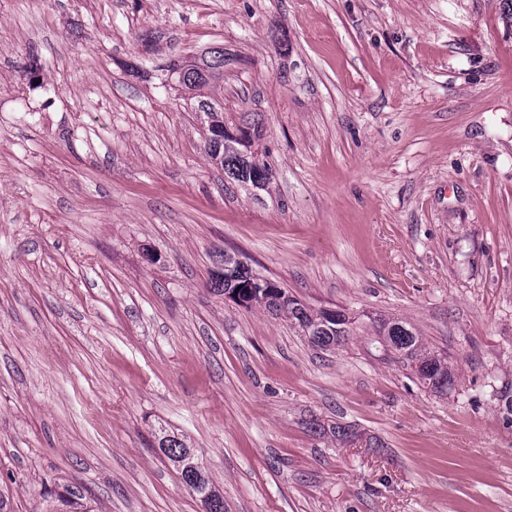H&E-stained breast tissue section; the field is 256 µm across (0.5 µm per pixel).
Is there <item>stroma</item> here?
I'll use <instances>...</instances> for the list:
<instances>
[{
	"label": "stroma",
	"mask_w": 512,
	"mask_h": 512,
	"mask_svg": "<svg viewBox=\"0 0 512 512\" xmlns=\"http://www.w3.org/2000/svg\"><path fill=\"white\" fill-rule=\"evenodd\" d=\"M224 49L264 188L164 66ZM137 64V72L127 64ZM227 252L339 346L214 293ZM447 356L430 391L380 343ZM512 0H0V492L11 512H512ZM352 426L336 440V424ZM378 336H382L387 350L395 354L416 378L432 392H447L454 383V374L448 358L425 343L423 336L402 320L382 321ZM159 447L168 460L170 466L176 472L180 480L195 494L200 495L203 491L208 492L212 501L215 502L217 511L224 512V495L216 487L206 472L203 484H199L195 465L199 463L198 455L194 448H191L187 440L173 435H164L159 439ZM203 512L214 510L213 502L206 494L200 496Z\"/></svg>",
	"instance_id": "stroma-1"
}]
</instances>
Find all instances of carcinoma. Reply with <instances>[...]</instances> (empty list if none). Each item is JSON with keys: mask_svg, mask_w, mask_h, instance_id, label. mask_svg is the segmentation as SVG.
<instances>
[{"mask_svg": "<svg viewBox=\"0 0 512 512\" xmlns=\"http://www.w3.org/2000/svg\"><path fill=\"white\" fill-rule=\"evenodd\" d=\"M223 75L224 49L221 47L212 48L168 69V78L175 83L177 90L188 92L196 99L208 132L206 154L224 171V180L262 188L269 180V168L254 157L253 147L260 139L258 129L239 126L236 138L226 133L224 104L208 94ZM219 263L230 266V269L222 274L210 272L213 291L219 294L236 292L243 301L253 300L255 305L275 316L287 315L308 341L320 349L338 346L350 336L352 321L345 312L338 310L336 317L330 318L323 309L315 310L302 304L279 285L272 290L260 288L251 269L242 262L227 260L225 253L219 255ZM378 335L382 336L387 350L395 354L431 391L443 393L453 386L454 374L448 358L429 347L411 324L398 319L383 321ZM159 447L180 480L195 494L208 492L217 512H224V495L210 477L200 479L195 469L199 458L187 440L164 435L159 439Z\"/></svg>", "mask_w": 512, "mask_h": 512, "instance_id": "1", "label": "carcinoma"}]
</instances>
